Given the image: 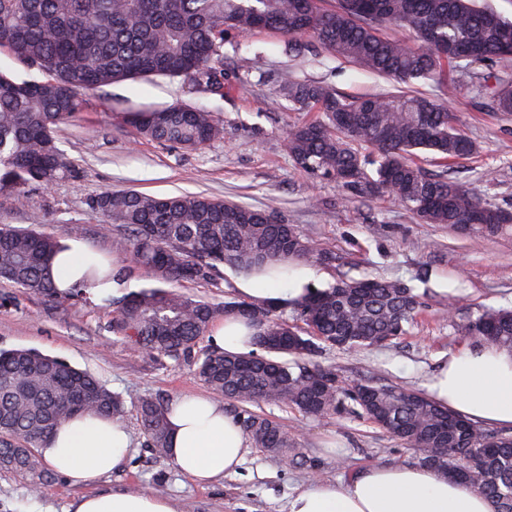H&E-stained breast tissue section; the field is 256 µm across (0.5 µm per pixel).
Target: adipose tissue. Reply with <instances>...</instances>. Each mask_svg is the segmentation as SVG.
I'll return each mask as SVG.
<instances>
[{"instance_id": "adipose-tissue-1", "label": "adipose tissue", "mask_w": 512, "mask_h": 512, "mask_svg": "<svg viewBox=\"0 0 512 512\" xmlns=\"http://www.w3.org/2000/svg\"><path fill=\"white\" fill-rule=\"evenodd\" d=\"M109 269L108 259L82 242L68 239L52 260L54 282L66 291L82 282L90 266ZM317 284L314 270L293 262L287 271L271 264L237 281L247 298L296 299ZM210 343L227 352L252 349L254 331L234 317L211 329ZM428 395L453 413L477 423L512 426V352L490 344L468 347L442 362L427 386ZM168 452L179 470L198 485L235 472L247 452L236 417L212 398L185 394L168 411ZM41 453L72 483L88 485L118 470L130 453L126 427L115 420L79 416L66 422ZM72 512H176L165 496L89 493ZM288 512H495L490 499L444 475L418 465L371 466L349 483L312 480L297 490Z\"/></svg>"}]
</instances>
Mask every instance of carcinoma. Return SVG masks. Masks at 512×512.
<instances>
[{
	"mask_svg": "<svg viewBox=\"0 0 512 512\" xmlns=\"http://www.w3.org/2000/svg\"><path fill=\"white\" fill-rule=\"evenodd\" d=\"M0 0V51L34 64L39 77L0 71V196L15 206L27 188L78 178L58 146L56 128L81 114L78 91L134 79L187 77L195 93L224 95V36L269 30L308 34L337 57L387 77L398 92L347 97L318 82L282 80L296 111L318 120L289 128L288 155L303 171L334 180L349 196L389 195L425 224H446L487 237L512 231V211L450 178L445 163L477 144L448 107L411 85L441 80L454 68L469 79L478 105L512 115V82L497 71L512 58V22L473 0ZM393 25L406 41L384 33ZM150 140L196 149L224 134L220 119L187 104L131 114ZM417 150L442 169L416 162ZM115 228L113 251L145 270L148 283L113 302L112 334L131 353L190 361L218 402L254 445L290 464L298 458L288 431L256 410L285 404L315 417L359 414L418 450L421 463L450 474L512 512V434L491 432L452 414L426 394L373 382L344 384L313 364L320 345L357 351L396 339L419 307L406 283L387 277L341 278L292 302L231 298L211 303L175 286L210 282L224 267L250 273L267 263L328 262L271 212L203 195L157 197L129 190L92 201ZM58 238L0 227V280L23 293L58 298L50 260ZM293 309L297 323L279 314ZM229 315L256 328L260 352L194 350ZM461 335L512 351V309L485 310ZM124 402L95 376L30 349L0 350V470L41 491L52 482L38 449L67 420L114 417ZM169 406L143 400L146 447L167 452Z\"/></svg>",
	"mask_w": 512,
	"mask_h": 512,
	"instance_id": "cac0c4a2",
	"label": "carcinoma"
}]
</instances>
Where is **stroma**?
Masks as SVG:
<instances>
[{"label": "stroma", "instance_id": "stroma-1", "mask_svg": "<svg viewBox=\"0 0 512 512\" xmlns=\"http://www.w3.org/2000/svg\"><path fill=\"white\" fill-rule=\"evenodd\" d=\"M226 81L220 96L195 94L186 78L128 79L83 92L79 118L56 135L80 169L79 179L33 187L23 208L0 196V225L32 228L73 238L103 255L112 253V231L92 201L108 191L134 190L165 197L202 194L273 211L294 225L314 248L334 253L315 262L321 287L347 277L384 276L418 284L422 304L406 333L392 343L360 351L324 348L318 364L336 370L347 383L373 381L425 391L431 374L448 354L472 346L460 325L487 309L512 308V233L482 237L445 224H423L387 196L370 201L347 197L335 182L301 170L289 157L290 125L313 120L293 112L275 93L284 75L316 81L350 96L392 91L391 81L337 58L319 44L309 52L288 51L287 37L258 30L225 37ZM416 90L446 99L461 127L481 146L475 157L449 163L448 175L476 186L489 199L512 203V116L479 111L472 88L457 80L453 97L434 83ZM191 103L213 112L224 135L200 149L164 145L137 135L131 112ZM112 309L94 299L47 301L0 284V348H29L65 359L94 374L124 400L121 422L133 451L123 467L92 490L155 492L175 500L180 512H288L291 496L308 480L348 482L374 465L418 463L413 449L356 415L314 417L284 405L265 411L281 422L301 452L287 464L249 447L236 473L200 487L169 456L145 445L137 406L163 404L185 393H205L193 366L166 358L134 356L115 342ZM90 488L55 475L34 493L27 480L0 471V512H70Z\"/></svg>", "mask_w": 512, "mask_h": 512}]
</instances>
